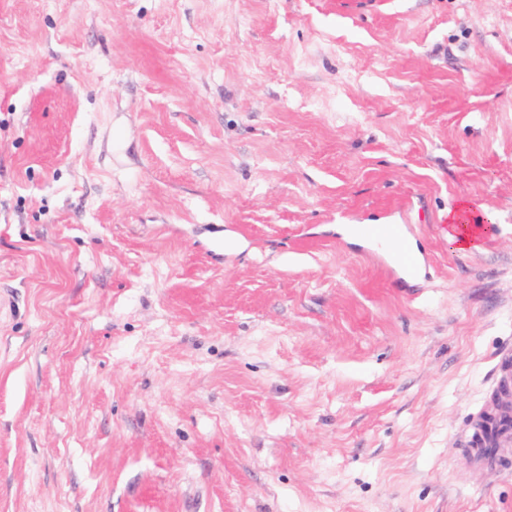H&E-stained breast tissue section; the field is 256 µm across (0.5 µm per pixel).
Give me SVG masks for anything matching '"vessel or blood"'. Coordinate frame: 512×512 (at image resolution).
Listing matches in <instances>:
<instances>
[{
    "mask_svg": "<svg viewBox=\"0 0 512 512\" xmlns=\"http://www.w3.org/2000/svg\"><path fill=\"white\" fill-rule=\"evenodd\" d=\"M356 233L368 243L388 248L389 264L401 279H411L421 269L424 254L407 244L408 227L404 224H359ZM497 388H512V345L500 348L492 368ZM497 412L493 404H484L457 432L455 441L464 448L471 468L498 467L512 461V422L500 420L492 432H485L484 422Z\"/></svg>",
    "mask_w": 512,
    "mask_h": 512,
    "instance_id": "b4317fda",
    "label": "vessel or blood"
}]
</instances>
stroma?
<instances>
[{
    "label": "stroma",
    "instance_id": "35a3bbf8",
    "mask_svg": "<svg viewBox=\"0 0 512 512\" xmlns=\"http://www.w3.org/2000/svg\"><path fill=\"white\" fill-rule=\"evenodd\" d=\"M508 344L512 0H0V512H512ZM482 230H487L485 224H471L467 220H461L457 215H448V242L457 249L476 248ZM356 233L367 243L389 249V264L393 273L410 280L421 269L424 254L407 245L408 226L405 224H359ZM492 380L496 384V390L512 388V345H506L496 352ZM496 413L497 408L487 402L471 415L455 436L458 448H466L467 460L473 469L504 466L512 460V423L503 419L491 433L484 432V421Z\"/></svg>",
    "mask_w": 512,
    "mask_h": 512
}]
</instances>
